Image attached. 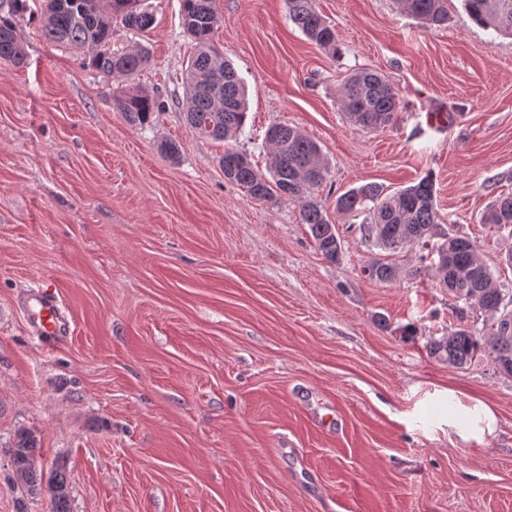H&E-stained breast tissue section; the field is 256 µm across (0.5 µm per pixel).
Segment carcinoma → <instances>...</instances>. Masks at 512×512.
<instances>
[{
    "label": "carcinoma",
    "mask_w": 512,
    "mask_h": 512,
    "mask_svg": "<svg viewBox=\"0 0 512 512\" xmlns=\"http://www.w3.org/2000/svg\"><path fill=\"white\" fill-rule=\"evenodd\" d=\"M400 3L405 13L429 29L448 25L445 0ZM463 5L473 23L512 38V0H463ZM3 7L7 14H0V60L19 66L25 63L26 51L17 38L15 18L26 12V0H0V9ZM115 19L127 29L142 32L155 22L143 0H44L41 27L46 40L88 53L92 68L103 76L130 81L114 97L113 105L128 123L144 126L152 122L155 113L163 111L164 103L134 83L148 63L147 53L142 49L112 50ZM288 19L327 53L334 56L339 51L335 28L314 8L312 0H288ZM182 24L196 46L185 71L186 120L198 136L226 141L246 123L247 91L233 63L214 45L220 24L215 0H182ZM341 104L356 125L368 130L393 125L399 118L396 89L380 74L366 69L347 79ZM264 141L273 159L267 172L260 171L247 154L229 149L219 159L224 178L253 199L298 204L301 223L308 225L318 250L326 259L338 261L342 254L338 228L314 196L328 176L319 144L299 129L280 123L267 128ZM336 212L368 213L369 222L358 225L361 239L388 256L370 261L363 272L379 283L393 282L398 276V267L390 257L407 246L425 248L439 221L429 176L389 195L371 185L352 189L336 199ZM483 223L512 234V194L498 197L484 213ZM440 247L441 263L429 266L434 279L456 301L481 312L486 320L479 331L460 326L431 339L429 354L455 367L484 355L512 375V289L497 286L478 246L469 238L449 234ZM38 448L37 438L27 431L19 432L12 446L15 471L22 472V483L32 492L39 486L35 467ZM49 489L50 512H71L64 472H55Z\"/></svg>",
    "instance_id": "1"
}]
</instances>
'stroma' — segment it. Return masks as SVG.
Masks as SVG:
<instances>
[{"label": "stroma", "mask_w": 512, "mask_h": 512, "mask_svg": "<svg viewBox=\"0 0 512 512\" xmlns=\"http://www.w3.org/2000/svg\"><path fill=\"white\" fill-rule=\"evenodd\" d=\"M27 0V61L0 63V512H49L11 479L18 430L36 466L64 467L71 512H512V375L483 356L456 368L430 338L484 316L396 256L389 284L363 272L380 249L336 199L434 179L444 230L475 240L512 288V234L482 223L512 193V38L446 0L429 30L396 0H314L340 52L311 43L288 0H216L217 45L248 89L229 142L199 138L182 77L193 44L181 0H146L150 31L112 27L113 49L145 46L136 77L166 104L146 126L113 107L121 78L41 31ZM398 91L400 119L374 132L339 96L359 69ZM315 139V192L334 214L338 262L318 251L298 204L229 183L225 150L270 157L266 129ZM179 150L170 157L166 145ZM55 291L62 341L28 326L30 290ZM488 405L495 431L462 441L448 402Z\"/></svg>", "instance_id": "35a3bbf8"}]
</instances>
